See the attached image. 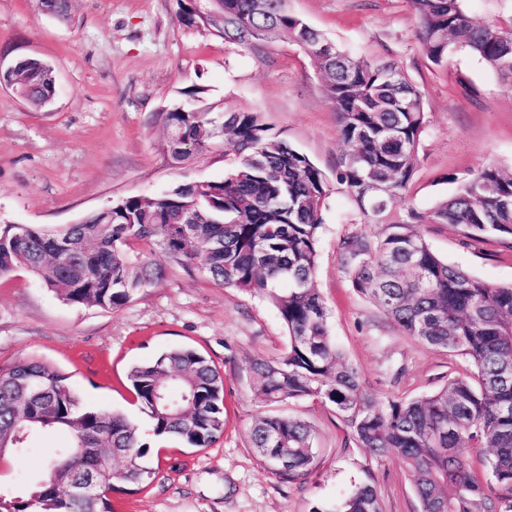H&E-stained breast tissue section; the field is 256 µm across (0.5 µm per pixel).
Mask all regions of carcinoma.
Returning <instances> with one entry per match:
<instances>
[{"instance_id": "obj_1", "label": "carcinoma", "mask_w": 512, "mask_h": 512, "mask_svg": "<svg viewBox=\"0 0 512 512\" xmlns=\"http://www.w3.org/2000/svg\"><path fill=\"white\" fill-rule=\"evenodd\" d=\"M404 2L428 60L445 65L466 52L512 90V19L477 22L463 0ZM176 20L247 51L285 35L311 59L346 146L337 180L364 222L378 227L372 236L341 239V267L402 334L466 358L471 370L417 399L382 400L364 389L332 339L314 287L329 197L324 173L260 113L204 104L200 88L182 92L189 103L161 112L163 151L181 168L216 147L230 151L235 161L224 178L188 181L154 197L129 195L81 224H29L20 239L0 225V276L25 267L69 303L115 310L162 279L146 259L160 246L182 266L276 308L288 344L251 364L264 402L334 407L358 447L379 460H402L420 512H512V285H490L448 264L420 231L451 224L472 238L512 234V169L485 166L428 213L402 208L428 120L421 91L394 58L324 50L325 36L291 14L287 0H211L204 10L198 0H178ZM12 80L36 108L52 98L53 70L38 60ZM69 379L41 362L0 369V441L22 455L36 433L67 436L24 492L0 485V512H112L109 496H72L67 486L87 472L110 493L155 478L139 428L122 414L84 406ZM127 379L154 436L207 448L224 434V379L196 350H164L131 365ZM250 445L283 480L303 483L318 465L315 431L294 416L258 417ZM471 448L489 449L482 480L472 474ZM336 512L383 508L374 487L362 485Z\"/></svg>"}]
</instances>
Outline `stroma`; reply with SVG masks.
Listing matches in <instances>:
<instances>
[{"label":"stroma","mask_w":512,"mask_h":512,"mask_svg":"<svg viewBox=\"0 0 512 512\" xmlns=\"http://www.w3.org/2000/svg\"><path fill=\"white\" fill-rule=\"evenodd\" d=\"M289 10L355 55L395 58L421 90L429 130L406 205L430 211L456 179L494 163L512 167V92L477 58L435 65L413 38L403 0H288ZM177 0H71L67 16L41 0H0L5 61L48 63L55 95L36 108L0 86V225L70 224L130 195L153 196L195 179H220L234 163L217 149L193 166H171L159 114L203 87L224 111L261 113L274 132L306 154L331 191L324 212L315 286L330 314L337 347L379 398L415 399L439 390L468 362L404 336L357 293L338 261L341 239L369 234L336 167L344 152L336 114L306 55L282 39L260 52L199 35L175 19ZM472 86L464 91L458 77ZM431 248L492 285L512 284V235L481 240L462 228L426 224ZM150 260L164 280L120 309L68 303L25 268L0 277V368L38 360L67 373L84 405L125 415L142 433L149 419L134 402L128 367L162 350L191 346L224 378V433L208 448L173 440L153 444L156 479L112 495L113 512H330L355 486L374 485L383 512H419L402 462L359 448L333 407L257 398L250 365L287 344L276 309L263 297L187 274L162 249ZM285 414L317 433L319 465L306 484L279 479L249 445L257 416ZM60 437L34 436L28 454L0 459V483H30L46 468Z\"/></svg>","instance_id":"stroma-1"}]
</instances>
